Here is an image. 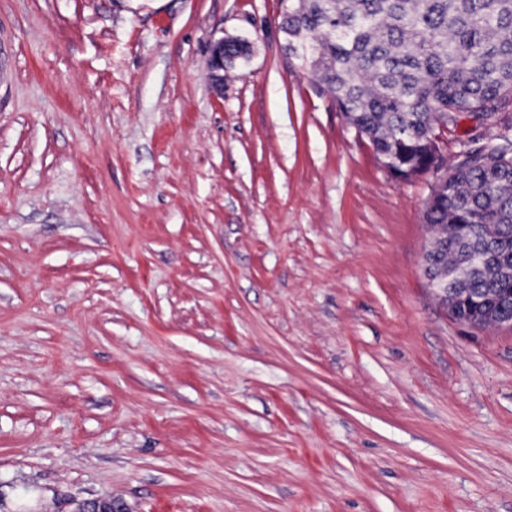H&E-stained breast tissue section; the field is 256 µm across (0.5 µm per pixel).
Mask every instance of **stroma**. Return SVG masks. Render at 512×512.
<instances>
[{
    "label": "stroma",
    "instance_id": "35a3bbf8",
    "mask_svg": "<svg viewBox=\"0 0 512 512\" xmlns=\"http://www.w3.org/2000/svg\"><path fill=\"white\" fill-rule=\"evenodd\" d=\"M282 9L0 0V512H512V329ZM224 36L214 38L209 46L207 66L216 87L224 85V55L228 59L247 60L251 55L250 45L245 40L227 41ZM225 43V45H224Z\"/></svg>",
    "mask_w": 512,
    "mask_h": 512
}]
</instances>
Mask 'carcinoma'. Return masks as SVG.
<instances>
[{
    "instance_id": "obj_1",
    "label": "carcinoma",
    "mask_w": 512,
    "mask_h": 512,
    "mask_svg": "<svg viewBox=\"0 0 512 512\" xmlns=\"http://www.w3.org/2000/svg\"><path fill=\"white\" fill-rule=\"evenodd\" d=\"M280 28L288 47L370 141L391 176L409 180L439 168L440 132L469 119L471 153L433 186L423 221L432 234L428 279L458 321H512V0H286ZM246 60L244 40L224 45ZM492 145L480 144L484 136ZM450 224L478 227L462 240ZM501 239L497 263L473 267L486 239Z\"/></svg>"
}]
</instances>
